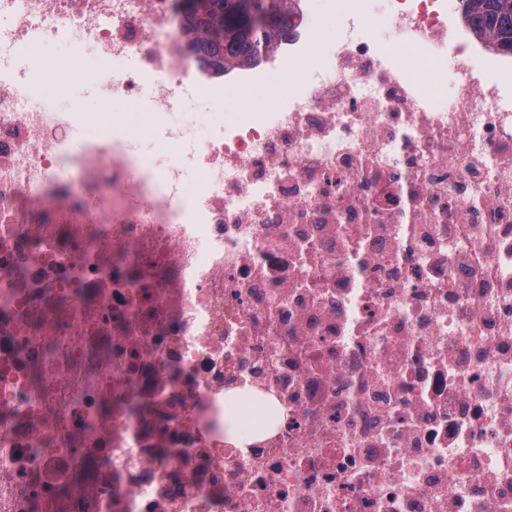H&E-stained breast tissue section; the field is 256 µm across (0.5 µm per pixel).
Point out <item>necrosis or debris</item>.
<instances>
[{
  "mask_svg": "<svg viewBox=\"0 0 512 512\" xmlns=\"http://www.w3.org/2000/svg\"><path fill=\"white\" fill-rule=\"evenodd\" d=\"M452 12L220 70L181 0H0V66H108L0 80V512H512V65ZM22 62H29L31 74L30 89L38 96L56 95L67 110L91 114L103 112V108L94 93L92 76L103 71L104 66L92 58L85 44L77 38H66L56 42L43 43L38 47L36 58L22 55ZM64 59H78L86 75L81 80L73 81L71 87L58 91L55 80L45 79L41 70L43 66H53Z\"/></svg>",
  "mask_w": 512,
  "mask_h": 512,
  "instance_id": "obj_1",
  "label": "necrosis or debris"
}]
</instances>
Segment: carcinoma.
Segmentation results:
<instances>
[{
  "instance_id": "carcinoma-1",
  "label": "carcinoma",
  "mask_w": 512,
  "mask_h": 512,
  "mask_svg": "<svg viewBox=\"0 0 512 512\" xmlns=\"http://www.w3.org/2000/svg\"><path fill=\"white\" fill-rule=\"evenodd\" d=\"M187 29L199 34L200 50L217 63L245 66L258 60L260 32L288 35L285 0H186ZM472 34L486 46L512 56V0H459Z\"/></svg>"
}]
</instances>
